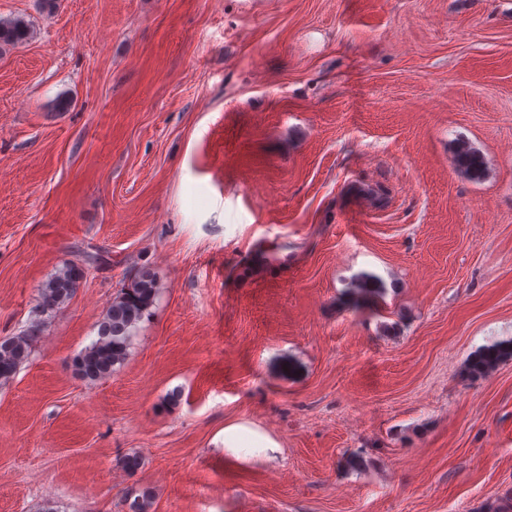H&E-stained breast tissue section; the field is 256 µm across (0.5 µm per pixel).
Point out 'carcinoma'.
<instances>
[{
    "label": "carcinoma",
    "instance_id": "obj_1",
    "mask_svg": "<svg viewBox=\"0 0 512 512\" xmlns=\"http://www.w3.org/2000/svg\"><path fill=\"white\" fill-rule=\"evenodd\" d=\"M29 23L20 18H0V46L16 45L28 39ZM456 165L471 179L484 175L482 155L467 145L456 152ZM82 271L69 264L53 276L42 288L38 314L32 329L22 336L0 339V383L15 377L31 354V339L42 331L58 309L70 301L79 287ZM157 286L153 274L139 271L129 284L122 287L112 300L99 324L98 338L74 360L76 373L85 381L94 383L112 374L126 359L133 339V331L154 306Z\"/></svg>",
    "mask_w": 512,
    "mask_h": 512
}]
</instances>
